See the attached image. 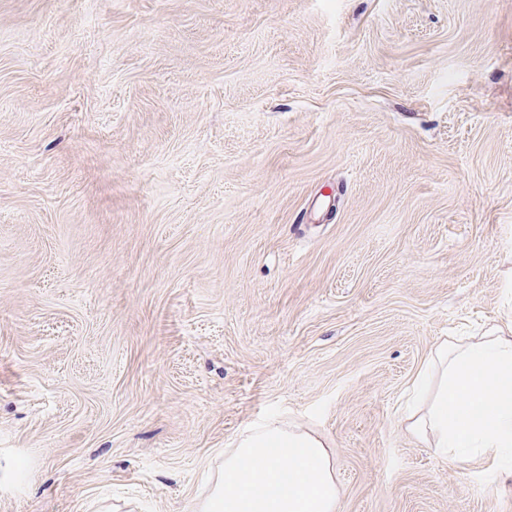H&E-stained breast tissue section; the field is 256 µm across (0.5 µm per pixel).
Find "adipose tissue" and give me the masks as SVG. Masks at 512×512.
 <instances>
[{"label":"adipose tissue","instance_id":"adipose-tissue-1","mask_svg":"<svg viewBox=\"0 0 512 512\" xmlns=\"http://www.w3.org/2000/svg\"><path fill=\"white\" fill-rule=\"evenodd\" d=\"M407 433L450 460L512 450V334L492 328L435 344ZM340 488L326 439L279 419L242 432L199 512H336Z\"/></svg>","mask_w":512,"mask_h":512}]
</instances>
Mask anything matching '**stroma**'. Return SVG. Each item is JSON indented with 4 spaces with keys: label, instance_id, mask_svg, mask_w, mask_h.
Masks as SVG:
<instances>
[{
    "label": "stroma",
    "instance_id": "stroma-1",
    "mask_svg": "<svg viewBox=\"0 0 512 512\" xmlns=\"http://www.w3.org/2000/svg\"><path fill=\"white\" fill-rule=\"evenodd\" d=\"M512 329V0H0V512H194L247 427L338 512H512L404 429Z\"/></svg>",
    "mask_w": 512,
    "mask_h": 512
}]
</instances>
